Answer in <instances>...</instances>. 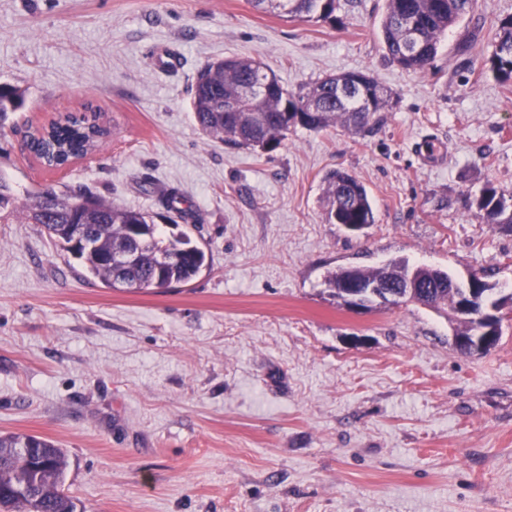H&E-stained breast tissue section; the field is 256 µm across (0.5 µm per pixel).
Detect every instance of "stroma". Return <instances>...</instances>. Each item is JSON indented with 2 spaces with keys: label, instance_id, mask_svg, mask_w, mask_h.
<instances>
[{
  "label": "stroma",
  "instance_id": "stroma-1",
  "mask_svg": "<svg viewBox=\"0 0 512 512\" xmlns=\"http://www.w3.org/2000/svg\"><path fill=\"white\" fill-rule=\"evenodd\" d=\"M339 2L328 24L249 0H0V83L24 95L0 174L18 201L80 185L158 212L172 190L208 261L187 284L115 290L39 225L0 223V433L64 448L80 512H512V315L469 355L444 313L353 311L325 283L405 259L512 290V230L474 202L487 183L512 194V80L488 63L512 0H477L422 73L385 55L386 0ZM230 57L293 90L367 73L394 106L370 133L299 127L275 151L238 148L191 106L198 71ZM87 106L111 131L102 150L63 171L23 150ZM333 169L369 192L361 235L324 219Z\"/></svg>",
  "mask_w": 512,
  "mask_h": 512
}]
</instances>
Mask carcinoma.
<instances>
[{
	"instance_id": "cac0c4a2",
	"label": "carcinoma",
	"mask_w": 512,
	"mask_h": 512,
	"mask_svg": "<svg viewBox=\"0 0 512 512\" xmlns=\"http://www.w3.org/2000/svg\"><path fill=\"white\" fill-rule=\"evenodd\" d=\"M339 0H251L253 8L284 18L331 23ZM476 0H387L381 35L387 59L405 70H423L435 58L441 36L474 11ZM490 69L512 80V16L499 21L491 40ZM253 96L241 98L247 85ZM194 118L207 135L240 148L271 152L300 125L321 131L341 125L357 132L380 127L393 109L392 92L373 76L341 72L289 90L276 76L248 58H231L201 69L191 89ZM23 104L13 86L0 84V121ZM109 136L100 113H69L28 135L26 148L44 166L62 170L84 158ZM325 221L328 224L376 222L369 194L352 175L333 170L325 179ZM161 203L175 215L114 204L82 187H50L16 204L12 185L0 175V222L38 224L56 244L77 260L84 276L109 288L144 290L191 282L206 267V253L184 231L162 234L157 221L173 227L194 218L191 208ZM487 224H512V195L487 183L476 199ZM410 266L392 260L375 268L341 267L327 276L329 296L341 306L350 302L339 285L350 279L366 284L399 285ZM418 302L443 311L457 324L454 339L482 336L498 343L499 323L489 332L472 313L459 311L460 290L448 287V272L417 266ZM68 458L64 449L35 435L0 434V512H78L77 500L65 489Z\"/></svg>"
}]
</instances>
